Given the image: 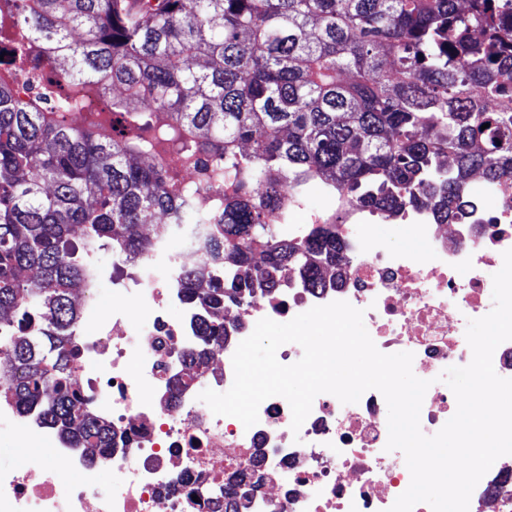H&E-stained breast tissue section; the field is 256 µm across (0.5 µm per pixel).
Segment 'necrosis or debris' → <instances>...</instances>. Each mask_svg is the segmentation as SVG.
Masks as SVG:
<instances>
[{"label":"necrosis or debris","mask_w":512,"mask_h":512,"mask_svg":"<svg viewBox=\"0 0 512 512\" xmlns=\"http://www.w3.org/2000/svg\"><path fill=\"white\" fill-rule=\"evenodd\" d=\"M70 94V117L110 118L100 85H75ZM463 209L464 222L445 224L429 208L405 212L398 222L409 236L397 246L377 217L353 213L336 227L343 261L334 283L307 288L288 272L281 288L229 303L218 360L204 356L202 311L179 285L186 268L218 272L203 227L173 225L135 262L133 287L108 297L92 262L79 306L75 408L98 419L111 441L101 454L74 447L0 400V435L24 450L15 464L0 465V512H388L411 476L403 453L386 448L379 391L353 404L319 394L296 432L283 397L265 400L247 428L213 414L199 395L230 389L232 356L260 319L285 323L345 301L363 310L379 351L413 353L414 374L430 383L420 427L436 434L457 409L439 376L470 363L468 322L492 310V276L512 249V180L469 186ZM469 512H512V455L481 478Z\"/></svg>","instance_id":"necrosis-or-debris-1"}]
</instances>
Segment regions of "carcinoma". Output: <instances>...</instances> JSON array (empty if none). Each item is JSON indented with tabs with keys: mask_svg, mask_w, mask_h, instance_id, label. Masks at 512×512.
I'll list each match as a JSON object with an SVG mask.
<instances>
[{
	"mask_svg": "<svg viewBox=\"0 0 512 512\" xmlns=\"http://www.w3.org/2000/svg\"><path fill=\"white\" fill-rule=\"evenodd\" d=\"M458 2L0 0L21 31L3 36L0 19L9 72H33L36 46L58 69L26 100L0 79V398L106 446L73 412V295L90 256L149 249L144 224L211 225L224 278L181 279L209 342L224 338L225 302L279 287L285 269L322 288L342 262L343 213L290 237L288 206L259 184L287 183L300 205L319 180L342 205L447 220L472 175L512 177V0ZM72 82L123 89L109 125L64 116Z\"/></svg>",
	"mask_w": 512,
	"mask_h": 512,
	"instance_id": "carcinoma-1",
	"label": "carcinoma"
}]
</instances>
